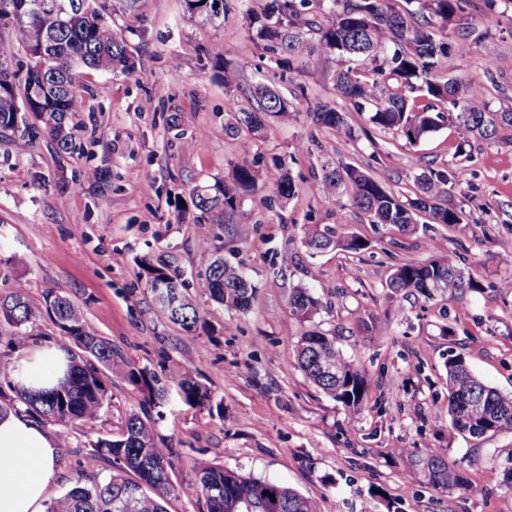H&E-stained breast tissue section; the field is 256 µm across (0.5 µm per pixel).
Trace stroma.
<instances>
[{"mask_svg":"<svg viewBox=\"0 0 512 512\" xmlns=\"http://www.w3.org/2000/svg\"><path fill=\"white\" fill-rule=\"evenodd\" d=\"M266 0H221L218 18L187 12L185 0H108L111 20L125 28L135 62L131 74L86 71V107L78 138L85 154L60 151L45 134L18 151L22 130L0 133V297L25 285L33 306L46 293L78 302L97 334L135 366L147 370L163 397L147 407L142 393L112 377L108 399L91 423H48L69 448L57 464L48 496L57 498L86 470L98 439L119 437L130 414L149 411L156 439L173 448L175 491L167 512H207L193 490L194 465L209 457L226 467L268 478L317 500L320 512H512V490L489 477L502 469L497 451L512 434L449 438L434 414L448 405L445 364L465 358L483 380L512 392V130L484 140L454 123L418 141L375 129L364 112L336 98L338 62L301 56L285 61L249 25ZM469 23L481 32L469 54L448 57L447 74L482 81L491 110L512 108V0H470ZM234 66L225 83L214 53ZM265 82L292 104L288 119L268 118L264 132L233 127L231 109H255L251 86ZM325 102L346 112L355 131L347 139L316 125L312 110ZM284 157L298 190L278 197L259 180L246 197L253 214L247 235L238 217L197 210L189 191L227 178L234 164L267 167ZM365 170L396 194L414 196L427 169L458 166L444 206L468 223L433 224L402 235L368 223L348 197L327 200L311 186L323 162ZM104 167V193L82 187L85 172ZM327 224L366 238L358 254L311 253L302 227ZM291 253L280 266V253ZM450 253L478 270L482 291L455 299L390 298L386 280L407 261ZM242 269L257 288L247 313L214 302L197 274L215 256ZM150 259L178 270L200 323L196 330L160 320L139 279ZM311 287L321 308L303 323L288 308V291ZM385 323L378 334L356 322ZM335 336L343 354L370 384L359 411L322 394L295 364L307 326ZM25 341L0 325V364L43 345L66 341L48 316L26 325ZM189 373L211 400L189 405L171 382ZM461 462L470 487L448 492L428 485L406 451Z\"/></svg>","mask_w":512,"mask_h":512,"instance_id":"obj_1","label":"stroma"}]
</instances>
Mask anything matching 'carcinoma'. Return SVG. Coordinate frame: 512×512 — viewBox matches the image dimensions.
Returning a JSON list of instances; mask_svg holds the SVG:
<instances>
[{"instance_id": "1", "label": "carcinoma", "mask_w": 512, "mask_h": 512, "mask_svg": "<svg viewBox=\"0 0 512 512\" xmlns=\"http://www.w3.org/2000/svg\"><path fill=\"white\" fill-rule=\"evenodd\" d=\"M75 0H0V20L9 19L11 41L21 48L49 43L47 57L28 65L26 85H38L43 93L27 101L16 96L18 73L14 57L0 50V130L17 129L18 113L31 112L39 124L30 125L31 134L47 133L57 148L74 152L76 119L85 110V99L73 84L71 71L128 72L133 67L127 51L125 30L108 20L106 4L94 8L74 5ZM312 0H267L264 10L252 15L256 36L276 52L290 56L337 57L348 63L334 75L336 96L350 101L354 111L369 114L376 128L400 132L417 142L438 130L445 114L455 115L460 129L484 139L499 130L512 128V109L493 111L484 87L474 78H443L448 55L470 52L469 32L450 44L436 37L431 17L443 21L465 18L468 0H424L428 13L397 10L392 0H325L327 22L311 17ZM368 60L372 70L362 74L350 63ZM255 110L237 109L234 120L253 132L264 129L267 116L286 117L288 98L275 89L258 84L251 90ZM313 122L350 137L347 114L325 104L312 113ZM456 172L431 170L416 177L419 193L406 200L388 191L372 176L355 167L322 165L321 176L312 191L327 199L349 193L351 205L371 224H391L401 234L416 231L418 219L427 224L453 227L464 223V213L440 205ZM257 174L246 162L233 166L226 183H215L192 195L196 209L203 213L240 212L246 195L256 186ZM270 180L283 198L295 195L296 185L282 160L274 162ZM303 243L310 249L358 253L369 247L361 237L342 235L327 224H312ZM139 278L151 292L162 283L164 297H154L156 315L191 331L198 313L183 292L181 275L165 265L145 259ZM204 285L211 297L229 310H248L256 295L254 284L240 270L216 258L206 269ZM394 296L401 294L428 298L437 288L452 297L483 288L473 267L462 265L452 254L424 263L397 266L386 281ZM320 306L311 289L292 288L288 307L301 321L310 320ZM44 307L61 334L79 350L67 351L63 378L49 389L32 392L22 383L14 385L17 402L54 423L95 420L108 399L106 369L141 392L149 402L161 400V391L144 369L128 362L93 330L80 305L68 296L49 292ZM0 317L20 328L36 317L26 288L18 285L0 298ZM295 360L307 380L332 400L349 408L359 407L367 397V379L336 346V337L321 330H307L299 337ZM448 407L437 413L448 420V433L464 439L503 432L512 433V393H503L479 378L460 356L448 358ZM189 404L210 400L208 390L184 374L173 375ZM113 465L99 479L81 474L74 485L53 500L46 512H166L164 502L175 490L172 449L155 440L154 421L137 413L128 416L125 430L116 439H100L90 455ZM411 467L423 473L429 483L448 490L466 489L464 469L447 458L428 452L407 454ZM137 479L132 480L129 474ZM193 490L201 495L208 512H319L318 503L278 482L230 469L209 458L197 460Z\"/></svg>"}]
</instances>
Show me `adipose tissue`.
<instances>
[{"instance_id": "adipose-tissue-1", "label": "adipose tissue", "mask_w": 512, "mask_h": 512, "mask_svg": "<svg viewBox=\"0 0 512 512\" xmlns=\"http://www.w3.org/2000/svg\"><path fill=\"white\" fill-rule=\"evenodd\" d=\"M65 352L46 346L22 354L11 364L17 381L32 388L56 384ZM10 460L0 465V512H42L48 489L55 481L60 457L57 440L25 413L0 416V452Z\"/></svg>"}]
</instances>
